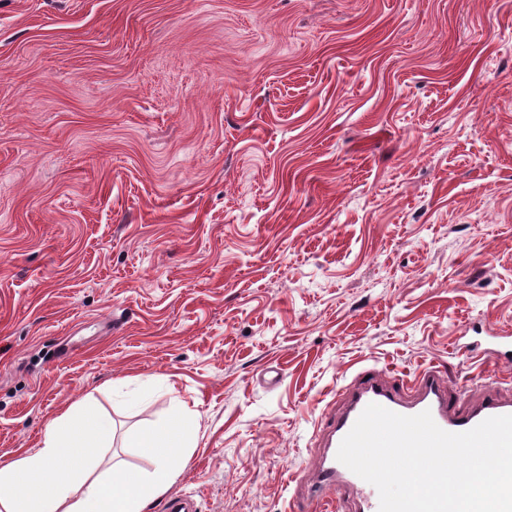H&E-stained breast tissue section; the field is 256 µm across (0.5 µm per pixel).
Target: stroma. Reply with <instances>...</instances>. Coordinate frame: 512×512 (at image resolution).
Returning <instances> with one entry per match:
<instances>
[{
  "mask_svg": "<svg viewBox=\"0 0 512 512\" xmlns=\"http://www.w3.org/2000/svg\"><path fill=\"white\" fill-rule=\"evenodd\" d=\"M512 335V0H0V463L184 406L165 499L300 512L364 367Z\"/></svg>",
  "mask_w": 512,
  "mask_h": 512,
  "instance_id": "35a3bbf8",
  "label": "stroma"
}]
</instances>
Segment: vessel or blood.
I'll return each instance as SVG.
<instances>
[{
  "instance_id": "1",
  "label": "vessel or blood",
  "mask_w": 512,
  "mask_h": 512,
  "mask_svg": "<svg viewBox=\"0 0 512 512\" xmlns=\"http://www.w3.org/2000/svg\"><path fill=\"white\" fill-rule=\"evenodd\" d=\"M341 396L343 407L327 418L324 451L302 490L314 512H324L334 500L348 502L349 512H379L375 487L336 458L342 439L369 404L406 416L430 411L440 428L453 433L470 430L492 416L512 415V395L486 387L474 403L464 405L463 394H449L441 371L434 367L416 374L407 386L391 381L384 371L364 370L345 386Z\"/></svg>"
}]
</instances>
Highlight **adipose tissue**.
I'll return each instance as SVG.
<instances>
[{"label": "adipose tissue", "mask_w": 512, "mask_h": 512, "mask_svg": "<svg viewBox=\"0 0 512 512\" xmlns=\"http://www.w3.org/2000/svg\"><path fill=\"white\" fill-rule=\"evenodd\" d=\"M115 425L86 399L50 423L40 448L0 465V512H148L175 478L173 463L195 446L190 417L181 409L138 430L128 445L142 449L152 470L135 472L111 460L98 469L97 449L111 444Z\"/></svg>", "instance_id": "ef3b65f1"}]
</instances>
